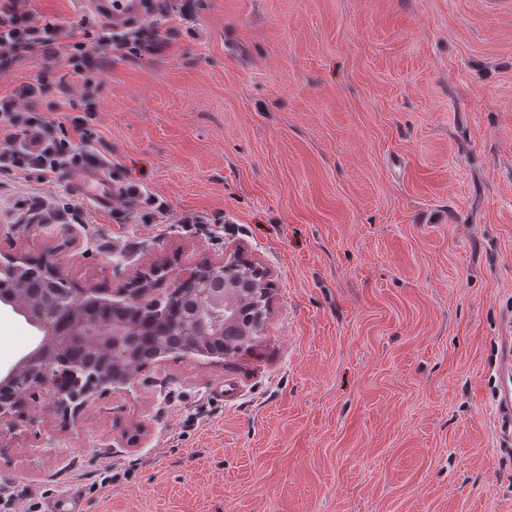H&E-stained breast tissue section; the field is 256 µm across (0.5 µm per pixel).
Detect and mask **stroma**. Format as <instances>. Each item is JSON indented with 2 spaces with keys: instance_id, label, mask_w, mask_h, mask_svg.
Here are the masks:
<instances>
[{
  "instance_id": "1",
  "label": "stroma",
  "mask_w": 512,
  "mask_h": 512,
  "mask_svg": "<svg viewBox=\"0 0 512 512\" xmlns=\"http://www.w3.org/2000/svg\"><path fill=\"white\" fill-rule=\"evenodd\" d=\"M152 55L106 64L113 191L0 181V253L56 252L109 293L151 265L265 268L255 353L165 356L73 425L47 397L0 435L31 512H512L497 370L512 329V0H158ZM80 89L50 86L56 136ZM44 198L41 211L28 199ZM82 222L67 233L69 206ZM33 332L0 310V368ZM139 432L138 444L126 436ZM117 479L100 482L104 466Z\"/></svg>"
}]
</instances>
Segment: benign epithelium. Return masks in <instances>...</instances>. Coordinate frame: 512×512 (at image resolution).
Masks as SVG:
<instances>
[{
  "mask_svg": "<svg viewBox=\"0 0 512 512\" xmlns=\"http://www.w3.org/2000/svg\"><path fill=\"white\" fill-rule=\"evenodd\" d=\"M237 259L235 255L179 274L178 283L193 285L185 295L174 287L158 296L143 277L139 287L119 288L105 298L96 288H67L68 277L51 254L34 265L0 256V305L23 316L38 332L35 347L0 370V426L13 423L24 399L40 396L48 397L56 414L74 424L96 398L125 392L135 384L137 373L116 362L138 356V337L118 322L92 315L98 304L136 308L148 303L156 310L166 299L181 295L188 300L179 322L186 352L212 362L223 358L218 341L224 335V315L235 310L239 297L224 283V275L237 271ZM33 273L50 287L37 301L26 299L19 289Z\"/></svg>",
  "mask_w": 512,
  "mask_h": 512,
  "instance_id": "1",
  "label": "benign epithelium"
}]
</instances>
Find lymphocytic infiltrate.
Here are the masks:
<instances>
[{
    "label": "lymphocytic infiltrate",
    "mask_w": 512,
    "mask_h": 512,
    "mask_svg": "<svg viewBox=\"0 0 512 512\" xmlns=\"http://www.w3.org/2000/svg\"><path fill=\"white\" fill-rule=\"evenodd\" d=\"M84 38L74 41L75 30ZM156 31L106 27L92 30L87 18L68 23L44 22L30 12L27 0H0V74L24 63L37 65L34 78L20 92L0 93V176L21 174L49 181L61 171L89 161L90 153L77 150L52 133L53 122L37 104L48 86L66 87L70 79L82 83L85 111L95 109L101 74L114 53H154L164 47ZM70 53L62 67L54 62L62 48ZM39 133L42 146L30 150L23 140Z\"/></svg>",
    "instance_id": "f902f5d3"
}]
</instances>
